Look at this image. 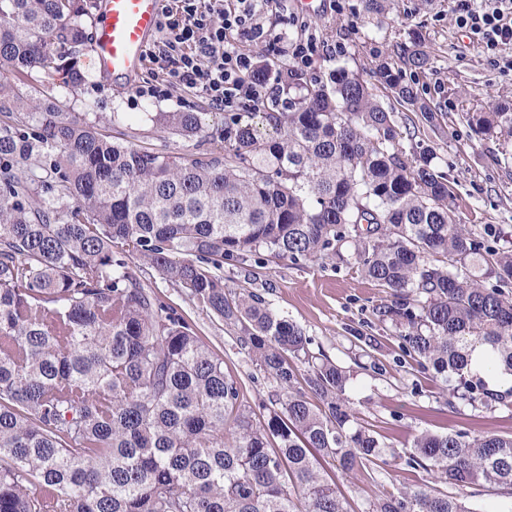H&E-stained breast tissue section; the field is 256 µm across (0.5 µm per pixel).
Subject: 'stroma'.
<instances>
[{
    "instance_id": "stroma-1",
    "label": "stroma",
    "mask_w": 512,
    "mask_h": 512,
    "mask_svg": "<svg viewBox=\"0 0 512 512\" xmlns=\"http://www.w3.org/2000/svg\"><path fill=\"white\" fill-rule=\"evenodd\" d=\"M260 22L288 42L314 35L311 66L299 72L304 79H328L340 65L370 78L379 60L400 65L402 47L420 37L431 65L408 79L437 109L440 126L435 131L421 127L415 141L431 149L435 164L450 176L461 223L475 232L487 224L512 228V159L497 161L498 142L476 134L465 119L490 97L512 95V73L505 75L487 65L480 48L457 27L451 0H433L429 6L421 0H397L393 12L380 19L366 15L360 0H329L314 14L298 10L296 0H269ZM19 90L59 100L68 112L124 113V122L111 129L113 139L157 151L194 153L205 144L156 128L146 113L204 112L209 124L224 121L195 92L178 88L166 101H138L134 84L96 74L74 98L36 72ZM129 268L193 324L202 342L223 358L224 372L237 381L243 405L251 408L255 419H267L272 381L240 352L230 328L139 259L130 258ZM224 280L231 291L261 294L275 311L305 330L312 353L325 354L345 370L347 405L358 424L393 451L387 463L351 476L323 463L322 475L346 492L351 512H364L367 501L380 491L427 480L424 470L405 463L419 432L512 435V402H449L434 370L406 354L398 328L378 319L376 309L389 300V289L353 266L336 259L294 263L264 254L256 262L225 264Z\"/></svg>"
}]
</instances>
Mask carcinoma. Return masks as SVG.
Returning <instances> with one entry per match:
<instances>
[{
  "instance_id": "obj_1",
  "label": "carcinoma",
  "mask_w": 512,
  "mask_h": 512,
  "mask_svg": "<svg viewBox=\"0 0 512 512\" xmlns=\"http://www.w3.org/2000/svg\"><path fill=\"white\" fill-rule=\"evenodd\" d=\"M395 0H362L383 17ZM94 0H0V512H350L318 458L345 474L387 453L349 428L347 377L310 337L254 292L234 294L224 262L267 251L295 263L340 255L391 290L379 319L453 396L505 403L471 371L491 347L512 376V232L477 234L456 220L448 173L346 66L301 84L287 112L146 113L220 153H168L112 140L114 112H65L22 95L33 71L75 92ZM405 66L424 72L418 41ZM375 76L419 121L438 114L401 69ZM469 126L512 145V99L466 113ZM138 257L235 334L274 383L279 408L257 423L237 381L178 309L136 278ZM304 383L323 408L298 389ZM406 464L426 484L383 491L367 512H476L480 484L512 499V436L418 434ZM448 483L449 496L436 488Z\"/></svg>"
}]
</instances>
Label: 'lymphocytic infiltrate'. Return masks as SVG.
<instances>
[{"mask_svg": "<svg viewBox=\"0 0 512 512\" xmlns=\"http://www.w3.org/2000/svg\"><path fill=\"white\" fill-rule=\"evenodd\" d=\"M267 2L167 0L159 36L147 51L155 76L137 87V98L166 100L182 86L218 111L239 112L282 95L281 72L251 80V56L227 39L232 31L263 35L259 16ZM455 20L492 67L512 71V0H456Z\"/></svg>", "mask_w": 512, "mask_h": 512, "instance_id": "f902f5d3", "label": "lymphocytic infiltrate"}]
</instances>
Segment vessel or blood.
<instances>
[{
    "label": "vessel or blood",
    "instance_id": "vessel-or-blood-1",
    "mask_svg": "<svg viewBox=\"0 0 512 512\" xmlns=\"http://www.w3.org/2000/svg\"><path fill=\"white\" fill-rule=\"evenodd\" d=\"M165 0H101L92 64L100 74L130 80L147 64Z\"/></svg>",
    "mask_w": 512,
    "mask_h": 512
}]
</instances>
